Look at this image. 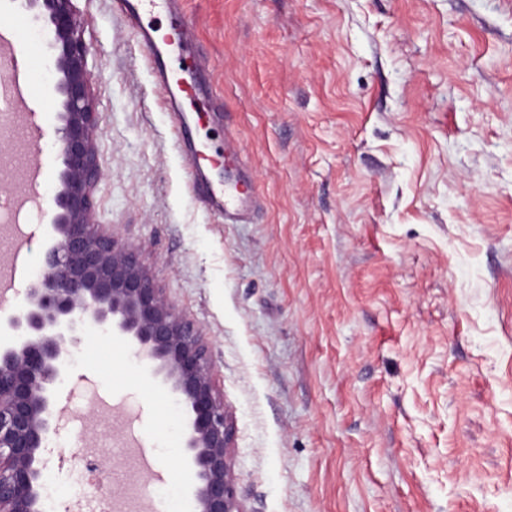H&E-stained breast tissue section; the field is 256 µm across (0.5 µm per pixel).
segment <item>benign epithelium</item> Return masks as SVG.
Segmentation results:
<instances>
[{
	"mask_svg": "<svg viewBox=\"0 0 512 512\" xmlns=\"http://www.w3.org/2000/svg\"><path fill=\"white\" fill-rule=\"evenodd\" d=\"M23 4L42 7L51 25L63 169L51 200L56 243L24 301L0 319L18 333L14 344L0 347V512H43L45 451L61 428L55 390L66 354L89 325L127 337L186 408L184 455L195 512H245L229 462L233 429L206 342L165 298L139 250L95 221L93 193L103 170L90 50L73 0Z\"/></svg>",
	"mask_w": 512,
	"mask_h": 512,
	"instance_id": "7a95c632",
	"label": "benign epithelium"
}]
</instances>
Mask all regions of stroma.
<instances>
[{
  "label": "stroma",
  "mask_w": 512,
  "mask_h": 512,
  "mask_svg": "<svg viewBox=\"0 0 512 512\" xmlns=\"http://www.w3.org/2000/svg\"><path fill=\"white\" fill-rule=\"evenodd\" d=\"M90 48L98 223L137 245L209 346L244 512H512V0H183L206 94L195 144L238 143L245 224L196 198L181 123L117 0H75ZM59 104L45 17L0 0ZM41 203L7 305L38 273L60 144L0 127V195ZM59 512H165L184 412L126 337L90 326L57 388Z\"/></svg>",
  "instance_id": "1"
}]
</instances>
